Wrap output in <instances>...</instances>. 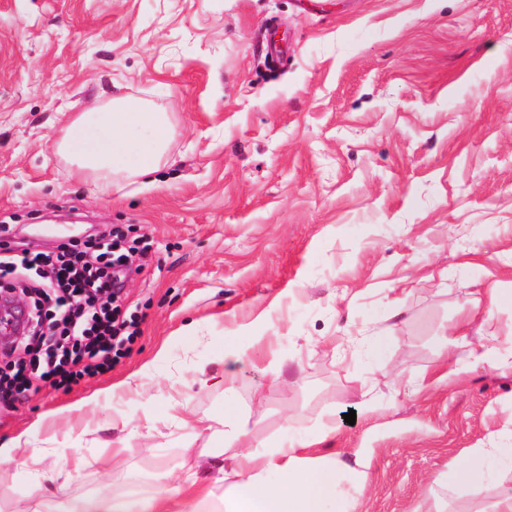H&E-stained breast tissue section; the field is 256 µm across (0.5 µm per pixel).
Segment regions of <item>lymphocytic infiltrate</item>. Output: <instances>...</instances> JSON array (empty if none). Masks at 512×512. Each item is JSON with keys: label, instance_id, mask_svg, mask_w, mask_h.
Wrapping results in <instances>:
<instances>
[{"label": "lymphocytic infiltrate", "instance_id": "1", "mask_svg": "<svg viewBox=\"0 0 512 512\" xmlns=\"http://www.w3.org/2000/svg\"><path fill=\"white\" fill-rule=\"evenodd\" d=\"M136 243L123 233L82 249L73 240L57 256L35 249H0V292L32 297L25 356L0 368V399L14 400L48 385L69 388L111 370L139 334L136 317L121 309ZM36 283H27V275Z\"/></svg>", "mask_w": 512, "mask_h": 512}]
</instances>
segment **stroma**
<instances>
[{
	"mask_svg": "<svg viewBox=\"0 0 512 512\" xmlns=\"http://www.w3.org/2000/svg\"><path fill=\"white\" fill-rule=\"evenodd\" d=\"M126 96L174 132L157 173L105 190L56 141ZM1 222L14 247L116 227L150 245L126 285L130 351L0 403V445L26 435L54 475L83 457L68 496L176 485L170 470L223 455L228 408L258 439L335 425L319 449L370 457L367 512H412L451 460L512 445V376L434 382L460 310L512 333V0H0ZM251 332L264 343L226 358ZM175 402L210 429L179 427ZM38 508L0 462V512Z\"/></svg>",
	"mask_w": 512,
	"mask_h": 512,
	"instance_id": "stroma-1",
	"label": "stroma"
}]
</instances>
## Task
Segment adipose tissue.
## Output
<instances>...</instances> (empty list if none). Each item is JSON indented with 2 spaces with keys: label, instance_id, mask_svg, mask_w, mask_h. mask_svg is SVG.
Instances as JSON below:
<instances>
[{
  "label": "adipose tissue",
  "instance_id": "ef3b65f1",
  "mask_svg": "<svg viewBox=\"0 0 512 512\" xmlns=\"http://www.w3.org/2000/svg\"><path fill=\"white\" fill-rule=\"evenodd\" d=\"M171 123L143 100L125 97L101 112H85L61 131L57 147L74 167L76 176L115 187L136 183L160 170L166 156ZM494 333L471 342L463 336L443 337L439 357L445 375L457 374L459 357L487 365L500 374H512V349L494 347ZM224 446L230 449V471L223 474V492L203 485L198 473H188L172 492H156L130 500L101 493L57 504L48 499L39 474L32 468L41 457L32 453L24 464L30 493L45 512H169V494L181 497L179 512H361L370 479L360 454L322 453L318 446L335 437L336 429L322 425L311 437L284 432L254 441L246 424L225 413ZM434 485L450 494L479 486L495 488L492 499L477 512H512V446L491 444L477 448L472 459L449 464Z\"/></svg>",
  "mask_w": 512,
  "mask_h": 512
}]
</instances>
